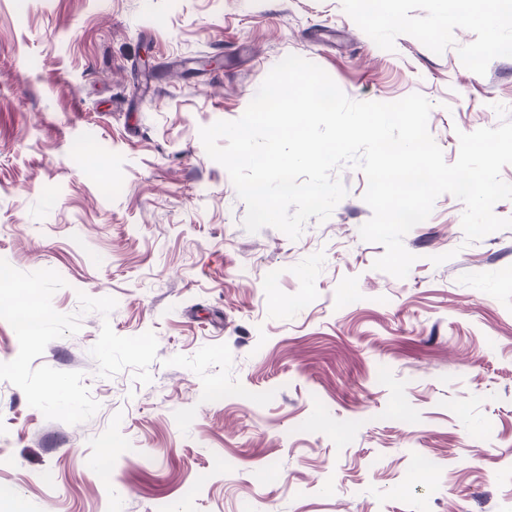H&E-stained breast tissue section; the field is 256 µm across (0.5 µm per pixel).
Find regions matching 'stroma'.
Here are the masks:
<instances>
[{
    "label": "stroma",
    "mask_w": 512,
    "mask_h": 512,
    "mask_svg": "<svg viewBox=\"0 0 512 512\" xmlns=\"http://www.w3.org/2000/svg\"><path fill=\"white\" fill-rule=\"evenodd\" d=\"M490 7L0 0V258L65 280L52 305L81 328L36 363L100 404L69 425L0 380V490L25 512H512V229L466 243L440 195L398 279L360 237L362 171L298 239L251 233L199 136L294 54L354 101L423 95L454 163L459 132L512 121V21L489 39ZM106 321L156 335L150 383L98 376Z\"/></svg>",
    "instance_id": "35a3bbf8"
}]
</instances>
